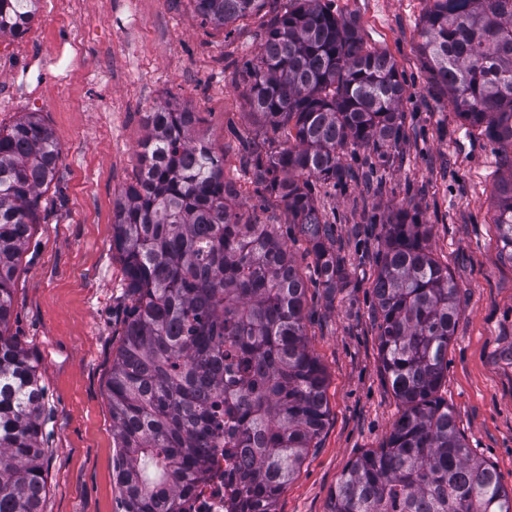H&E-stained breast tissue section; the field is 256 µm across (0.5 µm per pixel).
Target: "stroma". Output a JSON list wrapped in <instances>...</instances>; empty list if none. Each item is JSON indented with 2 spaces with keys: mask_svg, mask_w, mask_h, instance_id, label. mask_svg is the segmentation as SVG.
<instances>
[{
  "mask_svg": "<svg viewBox=\"0 0 512 512\" xmlns=\"http://www.w3.org/2000/svg\"><path fill=\"white\" fill-rule=\"evenodd\" d=\"M268 0L224 28L203 22L192 0H41L24 35L0 37V127L29 112L52 130L62 159L39 200L38 222L14 279L9 332L39 363L45 391L43 512H115L112 412L106 384L126 318L113 209L133 183L144 116L167 102L199 113L197 130L224 156L234 212L289 226L275 198H260L243 142L280 134L256 124L242 72L274 12ZM354 17L364 43L386 52L405 81L400 158L378 169L379 195L316 184L348 285L325 297L309 288L308 348L327 375L325 427L281 493L277 512H328V494L349 465L382 447L402 408L381 368L372 283L380 223L417 208L429 245L453 278L460 314L440 393L472 453L512 489V263L500 255L492 190L504 173L493 144L455 115L431 86L420 52L430 0H329ZM373 223L356 231L365 216Z\"/></svg>",
  "mask_w": 512,
  "mask_h": 512,
  "instance_id": "35a3bbf8",
  "label": "stroma"
}]
</instances>
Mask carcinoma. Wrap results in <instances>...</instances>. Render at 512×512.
I'll return each mask as SVG.
<instances>
[{"instance_id": "cac0c4a2", "label": "carcinoma", "mask_w": 512, "mask_h": 512, "mask_svg": "<svg viewBox=\"0 0 512 512\" xmlns=\"http://www.w3.org/2000/svg\"><path fill=\"white\" fill-rule=\"evenodd\" d=\"M39 2L0 0V36L26 32ZM192 2L222 27L264 4ZM422 37L432 84L503 159L494 224L512 262V0H432ZM245 81L258 121L288 141L275 151L243 144L256 191L288 209L314 255L316 286L331 296L348 274L314 186L344 192L393 165L404 83L391 57L364 44L356 20L322 0H293L271 19ZM145 121L140 173L112 224L130 300L107 383L119 512H184L221 420L226 447L243 451L232 512H276L327 416L325 372L306 344L307 282L277 225L229 207L224 156L196 135L195 113L162 104ZM349 147L374 154L368 170L344 161ZM60 160L35 113L0 128V512H42L45 496L44 389L8 325L11 284ZM430 234L408 209L382 221L374 312L381 367L403 410L386 445L342 474L329 512H512V490L471 453L438 396L460 306Z\"/></svg>"}]
</instances>
